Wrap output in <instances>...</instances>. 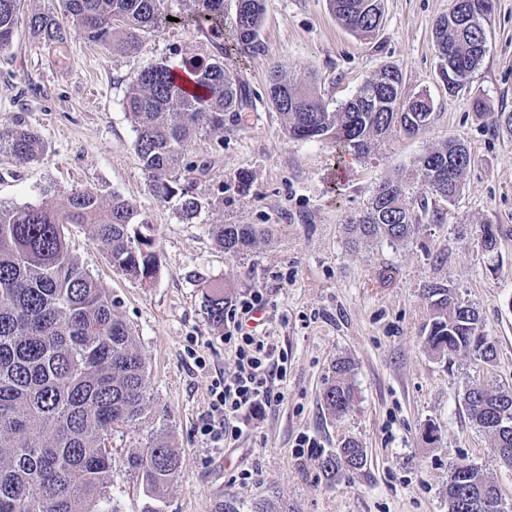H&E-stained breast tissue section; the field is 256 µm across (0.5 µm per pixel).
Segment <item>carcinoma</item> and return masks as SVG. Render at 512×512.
<instances>
[{"mask_svg":"<svg viewBox=\"0 0 512 512\" xmlns=\"http://www.w3.org/2000/svg\"><path fill=\"white\" fill-rule=\"evenodd\" d=\"M336 18L360 37L372 36L382 17V0H329ZM22 0H0V51L10 48ZM70 28L122 52L139 49L144 36L160 26L165 0H61ZM196 25L223 26L225 0H195ZM494 0H451L437 20L435 43L444 65L448 92L469 83L486 52L485 24ZM265 0H234L224 53L245 62L265 53L261 28ZM33 33L62 44L67 31L56 19L34 15ZM196 92L176 82L166 64L144 68L124 101L136 133L135 149L148 188L161 201L178 200L182 220L197 218L209 206H224V186L210 198L197 192L209 170L205 158L186 161L192 143L224 132L251 98L239 73L220 58L185 64ZM269 105L286 120L288 136L331 140L340 152L363 157L387 134L415 136L434 120L430 97L403 95V79L386 65L338 109L311 87H303L277 67L267 78ZM497 128L512 132V112H482ZM17 159L39 162L47 145L34 129L14 120L0 127V146ZM471 163L467 145L450 139L421 155L408 178L387 180L368 206L350 218L349 243L405 241L421 224H443L462 176ZM87 224L108 253L112 268L128 280L148 284L160 257L152 250V225L137 205L120 195L104 201L92 188L72 192L61 202L0 204V512H117L111 485L114 438L126 430L145 431L126 450L122 464L150 499L161 502L179 478L182 456L173 431L155 429L148 372L133 328L114 311L112 296L72 254L64 228ZM217 246L245 255L269 239L271 230L256 224H212ZM501 228L486 224L481 247L487 260L499 257ZM204 310L211 322L224 324V285L198 273ZM430 310L424 338L427 353L450 363L460 354L492 366L495 340L483 333L476 308L454 289L432 282L423 289ZM353 364L336 361L322 399L334 415L348 412L357 392ZM464 405L474 426L487 435L500 457L512 463V388L475 382ZM367 452L355 438L323 454L318 466L326 478L359 470ZM448 512H505L495 482L476 465L460 463L448 475Z\"/></svg>","mask_w":512,"mask_h":512,"instance_id":"1","label":"carcinoma"}]
</instances>
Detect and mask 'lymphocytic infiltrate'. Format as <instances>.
I'll list each match as a JSON object with an SVG mask.
<instances>
[{"mask_svg":"<svg viewBox=\"0 0 512 512\" xmlns=\"http://www.w3.org/2000/svg\"><path fill=\"white\" fill-rule=\"evenodd\" d=\"M265 305L262 292L257 291L224 309L225 320L233 325L224 341L235 349V369L213 384L208 418L202 426L216 447L235 444L249 433L250 417L283 398L274 382L285 376L287 358L271 337L257 335L247 326Z\"/></svg>","mask_w":512,"mask_h":512,"instance_id":"obj_1","label":"lymphocytic infiltrate"}]
</instances>
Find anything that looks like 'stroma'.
Returning a JSON list of instances; mask_svg holds the SVG:
<instances>
[{
	"label": "stroma",
	"instance_id": "35a3bbf8",
	"mask_svg": "<svg viewBox=\"0 0 512 512\" xmlns=\"http://www.w3.org/2000/svg\"><path fill=\"white\" fill-rule=\"evenodd\" d=\"M377 35L355 37L333 16L328 0H265L264 55L227 58L250 91L253 106L223 134L197 142L190 157L210 170L197 190L224 191L223 208L203 209L190 224L176 202L149 191L123 107L140 70L155 62L207 60L222 36L191 20L193 0H167L166 24L138 51L110 50L70 35L50 44L32 34V15L60 17L59 0H23L9 50L0 52V125L13 119L37 130L45 158L26 163L0 148V203L57 201L80 188L135 202L155 227L160 257L149 286L113 271L85 224H69L73 253L112 296L116 314L137 331L157 411L172 426L183 467L164 502L155 504L121 463L112 468L119 512H216L233 496L244 505L264 499L290 512H448V472L460 462L481 467L512 504V467L468 420L466 387L487 381L512 387V133L480 119L475 99L492 111H512V0H495L488 52L460 92L449 93L434 42L436 20L449 0H383ZM403 76L405 95L427 93L434 122L417 136L394 132L369 155L338 156L331 141L284 133L283 116L266 98V75L279 67L300 84H316L330 108L348 100L384 64ZM464 141L471 165L444 224L424 225L398 244L347 243L345 226L381 182L406 174L427 150ZM212 224H262L268 243L241 257L220 249ZM501 225L500 257L489 264L483 227ZM393 279H380L383 270ZM201 273L222 282L229 300L262 291L267 313L258 331L288 355L281 402L257 414L234 447L216 448L200 427L215 380L233 372L224 328L211 325ZM444 282L480 313L498 357L487 367L470 356L452 365L424 350L430 311L422 290ZM350 359L354 407L331 414L322 393L337 359ZM436 427V439L426 435ZM349 437L367 450L366 465L327 482L317 458ZM308 447H299L300 439ZM248 480H241V473Z\"/></svg>",
	"mask_w": 512,
	"mask_h": 512
}]
</instances>
